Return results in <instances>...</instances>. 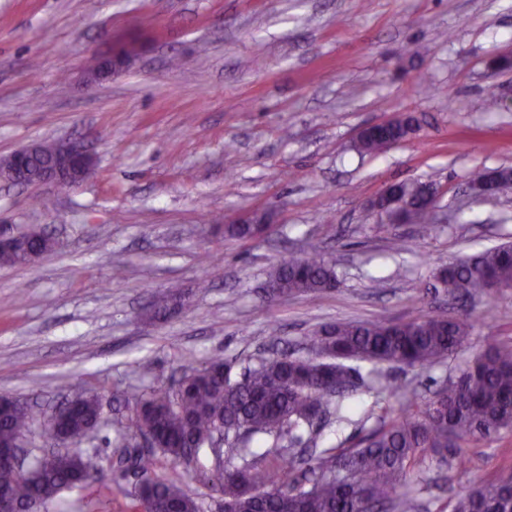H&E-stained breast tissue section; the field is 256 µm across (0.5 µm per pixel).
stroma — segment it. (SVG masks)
Returning <instances> with one entry per match:
<instances>
[{
	"label": "stroma",
	"mask_w": 512,
	"mask_h": 512,
	"mask_svg": "<svg viewBox=\"0 0 512 512\" xmlns=\"http://www.w3.org/2000/svg\"><path fill=\"white\" fill-rule=\"evenodd\" d=\"M128 71L95 83L94 62L123 46ZM512 0H0V158L44 140L82 141L94 173L74 187L0 181V229L59 245L0 267V396L36 416L87 390L112 456L133 403L211 357L252 366L301 352L321 326L469 313L467 349L390 371L422 398L490 342L512 343V288L455 300L436 274L512 242V187L469 195L476 168H512ZM401 113L413 132L358 153L365 125ZM405 180L435 184L433 225L391 224L367 202ZM254 210L269 230L228 239L218 227ZM332 260L337 291L267 301L283 260ZM178 284L184 305L145 313ZM323 445L349 447L399 401L358 386ZM512 473V432L470 443L464 461L426 457L403 488L415 512H443L474 483ZM136 482L66 490L47 512H131Z\"/></svg>",
	"instance_id": "35a3bbf8"
}]
</instances>
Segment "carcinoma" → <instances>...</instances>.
<instances>
[{
  "mask_svg": "<svg viewBox=\"0 0 512 512\" xmlns=\"http://www.w3.org/2000/svg\"><path fill=\"white\" fill-rule=\"evenodd\" d=\"M404 138L399 125L378 126L357 141L361 153L377 154ZM54 144L44 143L30 158L32 173L47 165ZM408 209L409 222H424L432 208L421 182L391 186ZM260 224H226L224 237L247 239ZM18 246L0 249V266L26 263L31 253L52 251L56 242L44 233L17 235ZM441 287L459 297L485 287L512 288V243H504L449 263L437 274ZM333 264L321 255L290 259L268 276L272 301L298 294H321L336 288ZM180 299L170 286L155 300L151 313H165ZM473 333L468 314L424 315L405 323L385 319L338 322L306 338L309 356L281 353L265 358L237 378L236 362L221 356L206 366L188 368L170 389L136 399L128 428L149 436L155 447L123 453L110 465L101 455L81 448L95 438L104 419L99 395L78 396L63 420L43 424L50 437L63 435L72 447L52 456H35L26 476L0 465V497L20 506L52 502L64 489L135 475L139 492L135 512H202L201 502L175 478L161 471V460L199 466L200 452L224 436L228 447L224 472L211 491L224 512H412V499L400 489L430 451L443 465L461 456V448L478 438L512 430V346L489 344L460 374L422 402L418 392L397 382L383 364L430 366L463 350ZM355 362H368L369 388L404 402L406 410L383 421L352 447L330 446L303 458L302 448H317L322 429L339 416L336 398L361 378ZM31 406L14 399L0 402V451L31 431ZM307 431L303 437L301 431ZM270 448L256 450L254 438ZM449 512H512V476L474 485L448 501Z\"/></svg>",
  "mask_w": 512,
  "mask_h": 512,
  "instance_id": "cac0c4a2",
  "label": "carcinoma"
}]
</instances>
